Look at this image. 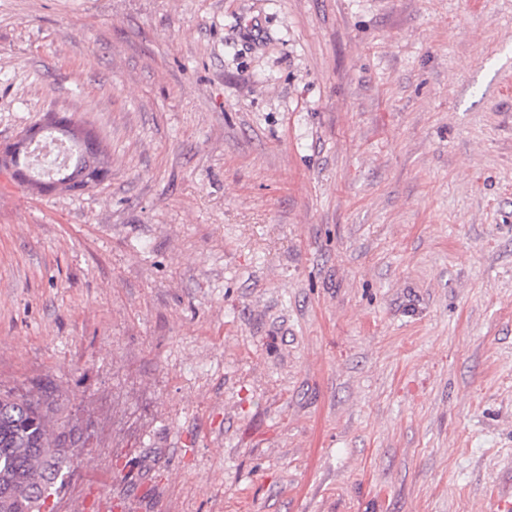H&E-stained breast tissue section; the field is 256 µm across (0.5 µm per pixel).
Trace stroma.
Segmentation results:
<instances>
[{
	"instance_id": "1",
	"label": "stroma",
	"mask_w": 512,
	"mask_h": 512,
	"mask_svg": "<svg viewBox=\"0 0 512 512\" xmlns=\"http://www.w3.org/2000/svg\"><path fill=\"white\" fill-rule=\"evenodd\" d=\"M0 390L54 512H489L512 492V0H0ZM62 116L64 119L68 120L70 124H73V136L75 138H85L87 140V144L92 145L90 148L92 164L85 167L84 171L80 172L79 178L74 182L58 189V186L53 183V179H55L56 174H52V171L47 174H39L34 171L33 164L30 159L31 151H29L28 155L23 154L20 161H16L12 158L10 160L13 166L12 177L17 182L26 185L28 189L33 192H74L83 190L102 183L110 174L109 162L99 136L93 130L87 129L79 124V121L76 122L71 116ZM46 129H50L55 132L59 137L63 139H71V131L67 124L58 122L54 116H50L42 124L37 125L29 131L22 133L12 144V149L17 150L20 153L22 150L28 151L32 140L37 138ZM51 393L0 392V512H42L64 487L74 441L72 430L65 431L63 408L49 402ZM35 466L49 475L42 489L29 483Z\"/></svg>"
}]
</instances>
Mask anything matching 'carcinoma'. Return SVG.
<instances>
[{
	"label": "carcinoma",
	"instance_id": "obj_1",
	"mask_svg": "<svg viewBox=\"0 0 512 512\" xmlns=\"http://www.w3.org/2000/svg\"><path fill=\"white\" fill-rule=\"evenodd\" d=\"M74 137L92 146V164L67 186L53 183L52 173L34 171L30 156L11 160L12 177L38 193L74 192L102 183L110 174L109 162L99 136L70 116ZM51 395L0 392V512H42L48 498L58 495L72 464L71 433L66 431L64 410L50 401ZM48 472L50 483L35 489L29 483L30 469Z\"/></svg>",
	"mask_w": 512,
	"mask_h": 512
}]
</instances>
